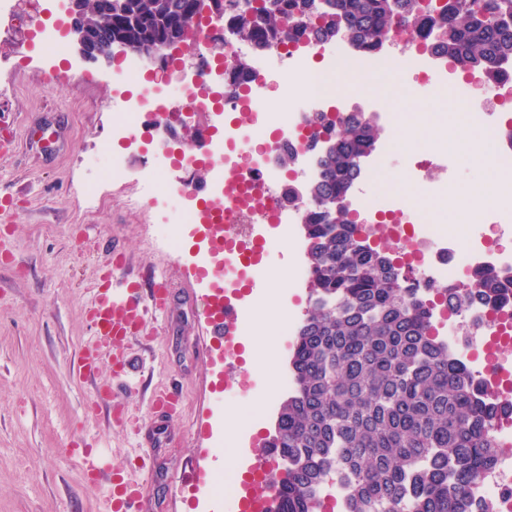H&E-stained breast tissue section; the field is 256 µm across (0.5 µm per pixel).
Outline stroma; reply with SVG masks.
Here are the masks:
<instances>
[{"instance_id":"stroma-1","label":"stroma","mask_w":512,"mask_h":512,"mask_svg":"<svg viewBox=\"0 0 512 512\" xmlns=\"http://www.w3.org/2000/svg\"><path fill=\"white\" fill-rule=\"evenodd\" d=\"M39 25L10 40L0 60V132L15 134L13 153L0 156V192L13 197L10 223H0V512H106L111 478L94 485L82 476L72 448H99L113 465L148 482L135 512H224L216 492L190 497L182 487L193 463L211 479L244 473L252 441L272 433L286 391L264 398L274 375L287 372L294 336L285 329L244 337L251 357L212 362L218 347L207 323L209 281H197L206 243L177 224L178 204L151 207L138 179L154 151L144 139L120 141L123 178L85 186L98 175L112 140L117 110L112 72L75 54L46 59L33 41ZM390 112L402 134L428 140L431 113L447 111L453 95L423 94L374 76L365 92ZM52 127L57 141L30 137ZM182 235L168 245L167 228ZM125 274L164 279L173 300L164 315L148 316L143 331L124 344L125 377L108 362L96 377L79 379L74 364L93 337L92 290L115 255ZM308 287L262 282L245 296L266 308L304 314ZM179 389L174 416L154 407L156 393ZM263 398L260 427L224 429L228 413Z\"/></svg>"}]
</instances>
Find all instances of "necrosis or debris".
Segmentation results:
<instances>
[{"mask_svg": "<svg viewBox=\"0 0 512 512\" xmlns=\"http://www.w3.org/2000/svg\"><path fill=\"white\" fill-rule=\"evenodd\" d=\"M212 30L211 21H203L192 44L205 78L186 88L181 68L171 66L164 97L150 89L120 98L112 131L123 138L134 137L145 112L167 113L175 125L187 112L233 113L213 145L223 156L224 166L212 173L211 195L198 204H185L180 217L181 223L204 228L209 255L224 278L225 299L235 297L244 281L268 275L251 258V245L292 244L294 227L303 223L311 204L309 187L316 180V169L289 173L283 158L289 151L298 161L315 156V113L330 118L347 114L343 101L313 87L316 74L351 69L366 77L376 70H390L400 82L414 87L431 85L461 92L463 106L485 125V146L503 182L512 183V122L489 119L492 110L512 104V75L492 86L477 77L454 75L450 68L434 66V52L397 34L386 49L372 54L350 39L338 49L304 34L287 44L263 46L228 37L224 65L217 68L209 54ZM240 57L250 60L244 75L233 68ZM428 148L429 155L412 165V179L428 195L446 196L453 188L450 166L457 159L448 146L447 118L438 120ZM343 204L360 224L386 223L394 244L412 242L403 264L419 288L434 292L449 285L463 286L482 272L512 268V252L491 247L479 231L483 224H511L512 202L501 199L479 210L476 226L463 239L455 231L419 218L403 190L376 203L349 195ZM435 331L447 337L457 361L491 398L512 399V300L493 307L473 301L441 308ZM489 435L498 462L471 486L470 495L474 502L491 503L495 512H512V423L490 427Z\"/></svg>", "mask_w": 512, "mask_h": 512, "instance_id": "necrosis-or-debris-1", "label": "necrosis or debris"}]
</instances>
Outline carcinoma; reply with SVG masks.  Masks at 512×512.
I'll return each instance as SVG.
<instances>
[{"label": "carcinoma", "mask_w": 512, "mask_h": 512, "mask_svg": "<svg viewBox=\"0 0 512 512\" xmlns=\"http://www.w3.org/2000/svg\"><path fill=\"white\" fill-rule=\"evenodd\" d=\"M197 0H86L89 23L112 34L169 41L196 25ZM401 18L418 39L439 32L438 48L460 74L490 72L512 58V0H268L237 27L246 41H288L302 22L311 39L344 28L362 50L385 46ZM330 147L318 158L312 204L302 225L310 308L295 331L288 397L275 433L283 473L272 479L275 512H315L335 473L347 486L345 512H493L473 509L471 484L497 459L488 428L499 407L472 373L432 336L430 309L397 259L372 247L342 205L362 158L378 141L373 117L335 124L316 117ZM512 291V276L488 273L466 295L447 287L456 307Z\"/></svg>", "instance_id": "1"}]
</instances>
